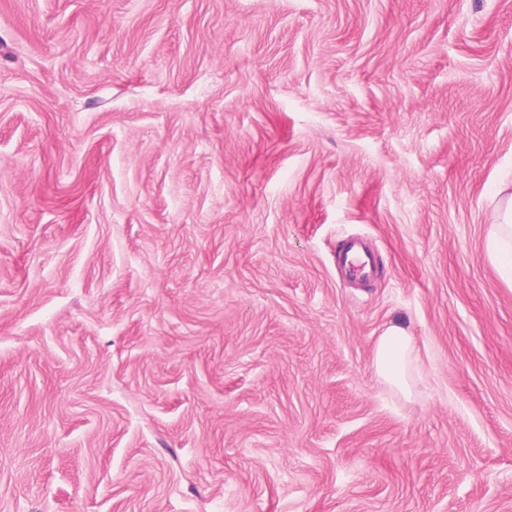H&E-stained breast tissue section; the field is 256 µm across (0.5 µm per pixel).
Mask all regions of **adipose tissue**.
I'll return each mask as SVG.
<instances>
[{"label":"adipose tissue","mask_w":512,"mask_h":512,"mask_svg":"<svg viewBox=\"0 0 512 512\" xmlns=\"http://www.w3.org/2000/svg\"><path fill=\"white\" fill-rule=\"evenodd\" d=\"M498 193L501 200L491 216L485 250L499 277L512 285V181L502 184ZM373 369L379 380L403 396H411L416 371L415 344L402 325H389L379 337Z\"/></svg>","instance_id":"1"}]
</instances>
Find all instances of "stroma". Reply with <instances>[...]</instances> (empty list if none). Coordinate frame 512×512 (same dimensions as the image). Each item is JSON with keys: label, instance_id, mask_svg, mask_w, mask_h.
I'll list each match as a JSON object with an SVG mask.
<instances>
[{"label": "stroma", "instance_id": "stroma-1", "mask_svg": "<svg viewBox=\"0 0 512 512\" xmlns=\"http://www.w3.org/2000/svg\"><path fill=\"white\" fill-rule=\"evenodd\" d=\"M506 178L512 0H0V512H512ZM502 196L491 216L485 250L499 277L512 285V181L497 192ZM356 252L361 257L356 261H348V254ZM338 263L341 268L347 270L353 275L368 277L375 271V260L365 245L359 240H349L345 242L338 255ZM373 369L379 380L410 397L413 390L415 344L406 328L392 323L379 337L373 358Z\"/></svg>", "mask_w": 512, "mask_h": 512}]
</instances>
